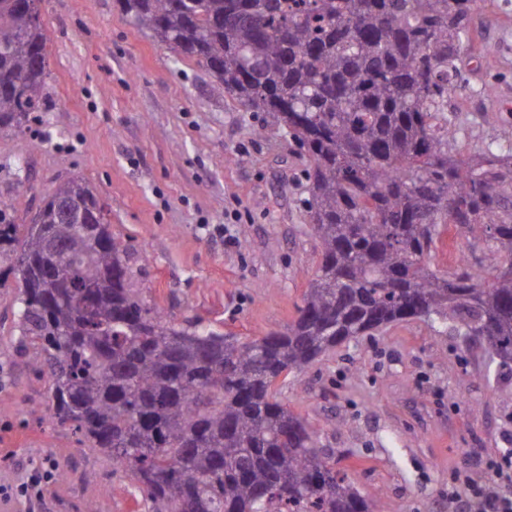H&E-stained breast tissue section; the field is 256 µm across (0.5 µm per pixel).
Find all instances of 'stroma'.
Wrapping results in <instances>:
<instances>
[{
    "label": "stroma",
    "mask_w": 512,
    "mask_h": 512,
    "mask_svg": "<svg viewBox=\"0 0 512 512\" xmlns=\"http://www.w3.org/2000/svg\"><path fill=\"white\" fill-rule=\"evenodd\" d=\"M45 105L0 131V202L30 223L72 178L98 194L128 248L132 286L168 318L242 340L297 315L319 261L307 153L270 112H249L118 0H42ZM464 81L448 99L465 156L512 154V0H485ZM19 282L0 274V505L15 512H143L111 459L50 417L49 377L18 330ZM350 481L393 512H453L458 473L512 452V362L423 319L336 347L280 392ZM68 472L35 506L16 491L44 458Z\"/></svg>",
    "instance_id": "obj_1"
}]
</instances>
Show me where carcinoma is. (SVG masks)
<instances>
[{
	"instance_id": "carcinoma-1",
	"label": "carcinoma",
	"mask_w": 512,
	"mask_h": 512,
	"mask_svg": "<svg viewBox=\"0 0 512 512\" xmlns=\"http://www.w3.org/2000/svg\"><path fill=\"white\" fill-rule=\"evenodd\" d=\"M40 0H0V130L48 77ZM310 159L315 277L288 326L249 342L175 323L131 286L92 188L58 185L23 235L0 208L19 331L39 344L50 418L112 458L147 512H390L279 399L277 381L420 318L512 362V156L452 155L448 95L482 0H122ZM466 246L430 263L447 231Z\"/></svg>"
}]
</instances>
